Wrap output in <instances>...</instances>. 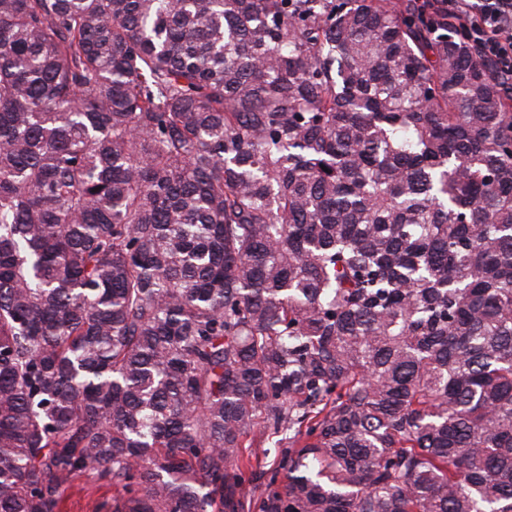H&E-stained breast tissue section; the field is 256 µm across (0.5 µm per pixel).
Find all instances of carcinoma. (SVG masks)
Here are the masks:
<instances>
[{"mask_svg": "<svg viewBox=\"0 0 512 512\" xmlns=\"http://www.w3.org/2000/svg\"><path fill=\"white\" fill-rule=\"evenodd\" d=\"M455 26L0 0V512H512V81ZM112 485L90 474L73 476L65 485L61 512H101L102 502L112 500Z\"/></svg>", "mask_w": 512, "mask_h": 512, "instance_id": "carcinoma-1", "label": "carcinoma"}]
</instances>
